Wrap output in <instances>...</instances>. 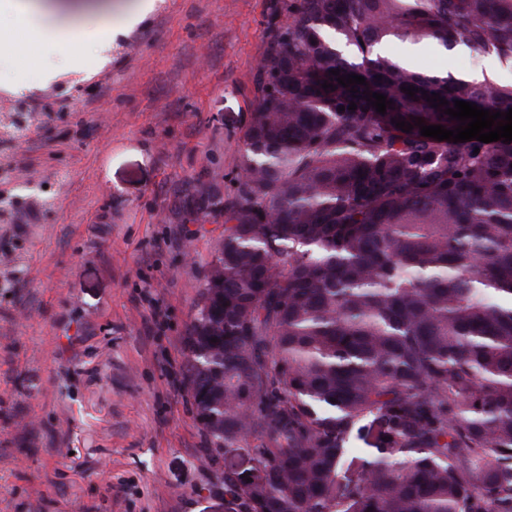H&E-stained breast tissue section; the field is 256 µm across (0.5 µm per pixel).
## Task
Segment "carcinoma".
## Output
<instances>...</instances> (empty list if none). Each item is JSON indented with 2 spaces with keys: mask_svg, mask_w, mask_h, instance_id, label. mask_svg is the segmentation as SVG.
<instances>
[{
  "mask_svg": "<svg viewBox=\"0 0 512 512\" xmlns=\"http://www.w3.org/2000/svg\"><path fill=\"white\" fill-rule=\"evenodd\" d=\"M424 40L512 62V0L273 4L184 338L203 429L247 458L225 512H512V141L392 123L457 128L434 93L505 113L512 83L380 51Z\"/></svg>",
  "mask_w": 512,
  "mask_h": 512,
  "instance_id": "carcinoma-1",
  "label": "carcinoma"
}]
</instances>
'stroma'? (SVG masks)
<instances>
[{
	"label": "stroma",
	"instance_id": "stroma-1",
	"mask_svg": "<svg viewBox=\"0 0 512 512\" xmlns=\"http://www.w3.org/2000/svg\"><path fill=\"white\" fill-rule=\"evenodd\" d=\"M46 0L111 22V57L40 80L29 138L0 153V512H209L224 452L195 417L184 336L224 230L273 0ZM418 68L512 82V64L425 42ZM0 89V121L22 100ZM73 103L62 112L58 104Z\"/></svg>",
	"mask_w": 512,
	"mask_h": 512
}]
</instances>
